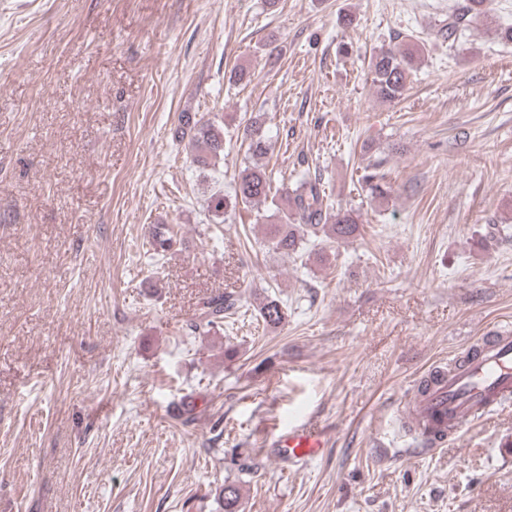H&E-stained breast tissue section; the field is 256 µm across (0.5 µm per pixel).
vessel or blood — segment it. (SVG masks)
<instances>
[{"instance_id":"b4317fda","label":"vessel or blood","mask_w":512,"mask_h":512,"mask_svg":"<svg viewBox=\"0 0 512 512\" xmlns=\"http://www.w3.org/2000/svg\"><path fill=\"white\" fill-rule=\"evenodd\" d=\"M427 388L412 397L418 432L448 440L476 420L512 407V328L458 352L452 365L427 374ZM325 431L314 422L288 425L277 442L279 460L296 462L319 455Z\"/></svg>"}]
</instances>
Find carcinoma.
I'll return each mask as SVG.
<instances>
[{
  "instance_id": "carcinoma-1",
  "label": "carcinoma",
  "mask_w": 512,
  "mask_h": 512,
  "mask_svg": "<svg viewBox=\"0 0 512 512\" xmlns=\"http://www.w3.org/2000/svg\"><path fill=\"white\" fill-rule=\"evenodd\" d=\"M487 14V0H463L448 14V37L452 38L474 20ZM417 58L414 51L406 49H382L370 60L373 82L379 97L384 101L400 98L406 88L410 71ZM183 121L180 134L188 136L192 149V161L199 169H207L212 162L224 158V127L211 120H193L189 115ZM245 154L251 158H262L269 154L272 145L267 136L265 121L259 114L249 117L240 135ZM272 177L266 167L257 163L241 169L235 179L234 195L213 194L208 205L214 223H225L230 212L237 206L260 203L275 199L272 195ZM325 191L321 174L301 172L296 187L286 198L283 216L266 225L267 242L270 249L278 253L301 256L313 238L323 235L331 243L341 244L356 237L359 232L358 217L351 211H330L324 203ZM176 243L174 231L166 224L155 227L150 245L154 254L161 255ZM238 299L231 293H220L206 302L200 309L189 331L208 335L224 326V318L235 314ZM255 309L261 320L269 327L282 324L287 316L283 303L275 296L260 295L255 298ZM224 512H238L239 488L224 485Z\"/></svg>"
}]
</instances>
